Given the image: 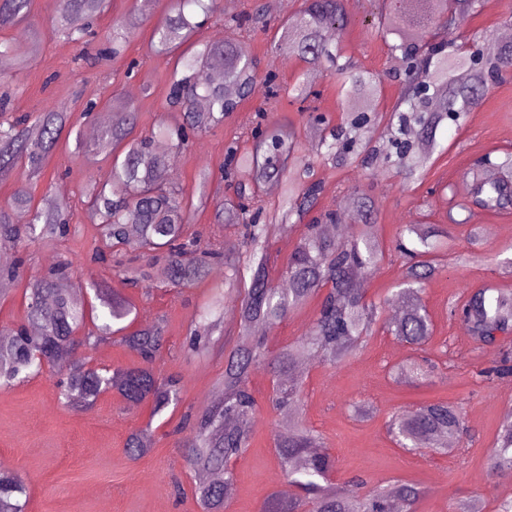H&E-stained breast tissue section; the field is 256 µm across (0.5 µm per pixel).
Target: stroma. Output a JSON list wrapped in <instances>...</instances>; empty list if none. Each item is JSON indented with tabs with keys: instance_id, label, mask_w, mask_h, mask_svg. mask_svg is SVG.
Returning a JSON list of instances; mask_svg holds the SVG:
<instances>
[{
	"instance_id": "obj_1",
	"label": "stroma",
	"mask_w": 512,
	"mask_h": 512,
	"mask_svg": "<svg viewBox=\"0 0 512 512\" xmlns=\"http://www.w3.org/2000/svg\"><path fill=\"white\" fill-rule=\"evenodd\" d=\"M266 4L267 0H221L220 14L211 16L193 7L188 10L192 21L199 24L195 37L202 41L221 36L225 19L239 18L240 38L259 62V78L252 99L174 159L171 182L185 196L193 195L202 170L220 179L227 145L234 140L245 142L259 106H267L269 120L293 123L309 141L314 138L309 115L322 114L337 125L353 108L352 101L338 97L336 80L327 71L312 84L315 98L300 103L283 97L267 104L266 75L275 74L285 86L304 64L275 51L282 16L267 11ZM402 4L403 0H350V20L336 33L345 60L380 77L373 105L379 133L388 125L403 84L389 74L393 67L390 45L395 38L377 34L373 23L379 13ZM133 7L134 0H109L108 9L94 23V38L76 44L52 34L54 0H33L25 21L0 29V39L31 48L23 66L9 60L0 67V93L11 94L17 113H37L48 107L66 113L83 130L88 127L81 116L86 104L103 105L112 97L135 106L140 133H151L162 120L176 124L178 112L164 108L174 60L150 47L152 27L165 7L163 0H154L122 57L111 60L101 54L114 22ZM511 26L512 0H496L492 5L479 0L476 11L448 27L443 39L456 44L464 35H495ZM436 139L439 146L423 179L409 187L388 169L374 176L355 164L315 165L322 206L348 211L355 191L370 200L384 254L367 279V297L383 316L392 313L402 275L401 261L393 251L401 226L429 224L448 229L449 234L448 248L439 256L443 269L428 281L422 294L433 323V335L424 350L411 349L379 330L338 365L309 362L303 373V416L336 459L333 481L337 486L350 490L360 480L371 489L399 481L421 491L412 512H451L453 502L464 497L477 498L483 512H496L499 501L512 495V476L491 477L488 459L497 445L503 417L512 409V374L489 383L479 372L499 361L503 352L512 351V328L497 334L494 342H474L461 321L449 317L448 304L464 301L487 285L512 293V274L503 273L500 267L512 259V207L492 212L474 206L464 212L450 210L449 203L467 197L469 182L463 173L478 157L512 152V77L491 88L461 124L448 121L440 126ZM111 178L110 160L89 161L71 139L61 140L37 184H29L21 166L0 178V202L24 185L38 202L66 188L78 226L76 234L58 240L53 247L31 246L26 252L27 275L42 273L97 245L94 222L86 209V190L89 183L105 184ZM192 222L200 232L202 247L217 242L226 253L241 252L238 230L213 224L211 210L195 209ZM74 278L95 282L129 301L135 326L163 324L167 344L154 368L161 375L180 378V401L155 417L150 404L134 406L109 392L91 408L77 409L60 398L56 377L49 371L0 389V459L27 484L26 512H203L175 429L184 413L208 403L224 370L221 350L199 357L188 353L185 343L211 290L223 287V277L212 272L193 288L178 292L156 288L148 293L131 287L104 264L77 267ZM319 303V298L310 299L278 328L267 331L270 348L306 333ZM425 357L436 363L434 373L412 385L393 379V367ZM270 379L265 367L249 379L257 410L249 447L234 466L235 492L227 499L225 512H264L289 485L275 448L282 417L268 400ZM426 402H445L462 409L470 435L457 449L408 452L394 444L387 429L390 416ZM148 425L155 431L152 453L130 460L124 448L128 435Z\"/></svg>"
}]
</instances>
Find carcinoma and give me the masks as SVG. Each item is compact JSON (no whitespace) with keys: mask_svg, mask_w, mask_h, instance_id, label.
Here are the masks:
<instances>
[{"mask_svg":"<svg viewBox=\"0 0 512 512\" xmlns=\"http://www.w3.org/2000/svg\"><path fill=\"white\" fill-rule=\"evenodd\" d=\"M32 0H0V29L26 19ZM193 2L213 14L219 0H178L174 13L158 20L151 44L160 52L173 53L190 42L196 25L181 5ZM414 11L390 10L378 18V32L396 37L391 45L395 74L408 83L406 93L395 107L397 121L387 128L386 148L372 145L375 115L362 113L349 122L330 125L322 119L316 156L331 163H356L376 169L381 158L395 170L404 185L417 182L424 174L429 157L418 153L410 141L415 135L426 145L436 147V132L446 120L465 117L488 93L490 87L512 74V43L503 44L489 36L463 38V46L448 49L443 41H424V32L452 25L456 17L474 7L475 0H411ZM105 8V0H57L54 33L75 43L85 40L92 21ZM347 0H303L301 10L279 24L276 49L286 51L313 67L348 74L349 85L340 93L356 101L364 100L376 77L369 72H351L349 63H339L341 53L330 42L329 33L348 23ZM140 18L128 16L112 30V56L138 27ZM27 49L10 41H0V57L18 65ZM175 66L184 71L173 79L168 104L180 108L182 123L171 128L161 121L157 134L170 141V152L160 153L154 137L136 135L137 113L122 106L119 119L104 128L94 151L112 162V180L88 187L89 208L98 221L102 245L89 262L109 263L121 272L130 259L126 247L150 256L139 267L132 285L150 291L159 275L170 288H191L206 280L210 268L224 264L227 291H215L188 336L187 346L199 355L211 344V334L224 311V299L232 294L238 301L241 336L224 350V373L217 392L222 398L198 412L186 415L189 433L182 447L194 471V492L204 512H224L226 498L233 490L230 464L249 447L248 425L256 412V400L249 389L252 372L261 365L272 368L269 400L283 414L288 433L276 438L275 448L295 496L274 512H390L392 500L405 505L419 496L417 487L399 483L367 492L345 494L329 482L336 460L320 450V437L308 428L302 416L304 381L302 366L313 357L337 365L358 349L379 322V308L367 300V289L356 278L358 271L370 274L377 267L382 248L377 228L367 223L370 216L364 198L357 199L358 234L338 240L323 232L320 224H306L281 276L288 288L274 285L267 265L269 239L266 225L260 223L267 205L259 194L262 184L276 181L283 186L282 200L272 219L287 223L302 217L317 204L321 186L313 180L310 148L293 129L267 120V109L256 113V126L250 135L252 146L244 154L232 142L227 154L235 162L229 172L235 199L216 205L215 222L241 228L245 253L228 258L221 248L200 249L198 233L192 230V204L183 192L168 182V171L175 156L192 145L246 100L256 82L255 61L243 42L231 34L201 43L191 54L180 55ZM306 101L315 95L306 74L284 88L268 80V99L281 94ZM9 101L0 99V176L23 165L32 182L44 175L64 131H74L62 112L44 110L34 119L7 117ZM512 171V153H487L467 172L471 199L455 202L451 208L469 211L475 204L488 211L512 206V179L491 177L489 172ZM24 209L29 219L13 221V213ZM70 206L62 199H48L45 206L32 203L28 189L15 191L0 202V279L17 280L24 275L20 251L33 242L57 241L71 230ZM447 232L427 224H404L395 249L404 258L400 295L406 310L382 327L402 343L421 348L432 336L433 325L421 294L425 283L439 270L435 256L437 238ZM73 263L64 260L42 275L28 279L24 321L0 328V387H11L40 374L44 368L59 372L61 395L68 403L89 408L106 391H115L133 405L148 402L153 415H160L180 401L181 382L159 377L153 367L166 336L160 325L138 328L121 341L140 359L123 369L109 371L90 363L85 352L114 333V326L131 314V308L117 298H100V308H87L81 283L65 292L60 282L71 279ZM323 294L309 331L296 341L275 350L256 335L258 325L273 328L311 298ZM450 315L459 318L472 337L490 341L512 325V296L494 287L480 288L459 305L449 306ZM512 359L485 368L479 375L487 380L512 373ZM391 433L404 448L448 444L466 433L463 412L443 402L420 405L415 411L395 416ZM155 445L151 426L138 429L126 439L125 452L136 461L149 455ZM493 475L512 473V412L503 421L498 448L489 459ZM28 488L14 473H0V512H25Z\"/></svg>","mask_w":512,"mask_h":512,"instance_id":"obj_1","label":"carcinoma"}]
</instances>
